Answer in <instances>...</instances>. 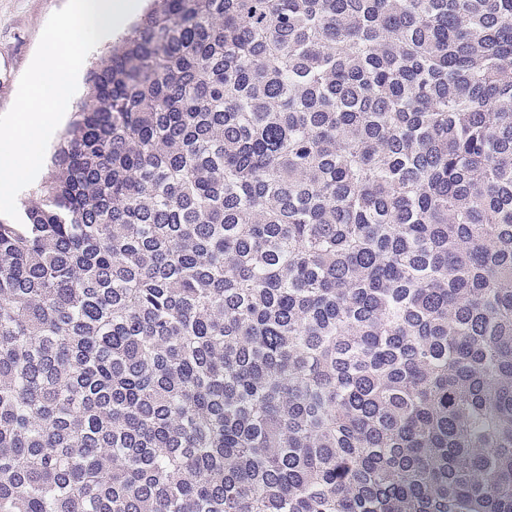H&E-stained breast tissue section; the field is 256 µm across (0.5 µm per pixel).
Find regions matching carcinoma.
Segmentation results:
<instances>
[{
  "label": "carcinoma",
  "mask_w": 512,
  "mask_h": 512,
  "mask_svg": "<svg viewBox=\"0 0 512 512\" xmlns=\"http://www.w3.org/2000/svg\"><path fill=\"white\" fill-rule=\"evenodd\" d=\"M0 217V512H512V0H153Z\"/></svg>",
  "instance_id": "obj_1"
}]
</instances>
